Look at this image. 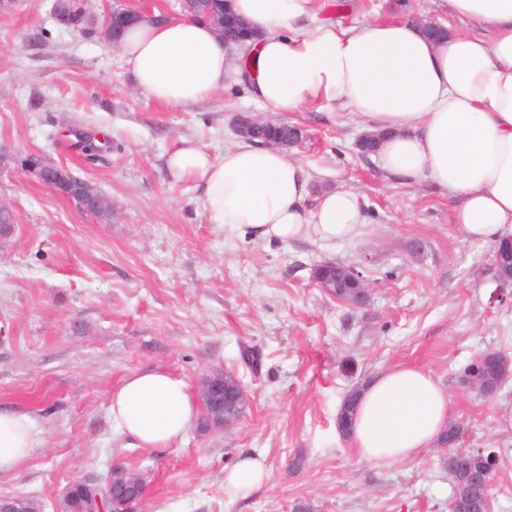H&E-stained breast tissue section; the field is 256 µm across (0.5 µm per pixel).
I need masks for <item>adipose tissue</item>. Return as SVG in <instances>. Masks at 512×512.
Here are the masks:
<instances>
[{"label":"adipose tissue","instance_id":"obj_1","mask_svg":"<svg viewBox=\"0 0 512 512\" xmlns=\"http://www.w3.org/2000/svg\"><path fill=\"white\" fill-rule=\"evenodd\" d=\"M437 2L457 22L441 40L411 22L325 20L321 0H230L250 31L244 46L225 44L213 26L184 14L145 16L115 49L136 92L174 108L240 85L275 112L313 104L355 112L383 132L376 154L391 179L447 189L464 241L497 245L512 239V0ZM166 165L201 185L209 223L253 240L332 246L356 239L366 222L355 193L312 192L282 147L243 140L216 159L183 138ZM449 405L430 372L387 369L361 390L352 444L367 460L416 457L447 427ZM109 412L122 435L146 448L182 438L197 416L186 379L165 371L128 375ZM44 444L35 418L0 410V477L22 470ZM268 478L264 463L246 454L225 473L224 491L245 498Z\"/></svg>","mask_w":512,"mask_h":512}]
</instances>
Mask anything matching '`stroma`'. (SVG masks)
I'll return each mask as SVG.
<instances>
[{
    "label": "stroma",
    "mask_w": 512,
    "mask_h": 512,
    "mask_svg": "<svg viewBox=\"0 0 512 512\" xmlns=\"http://www.w3.org/2000/svg\"><path fill=\"white\" fill-rule=\"evenodd\" d=\"M349 2L340 13L324 7L323 18H439L434 0ZM52 4L0 9V202L18 226L0 244V408L33 416L46 437L20 472L0 478V495L54 512L69 482L120 467L151 474L133 512H293L300 502L314 512H448L437 448L377 463L336 429L352 387L403 364L448 392L459 447L499 454L491 512H512V427L501 416L512 380L490 400L459 382L483 351L512 358V296L496 299L495 249L461 240L447 191L391 180L360 152L364 127L342 109L271 112L239 89L179 108L145 100L100 32L58 25ZM241 114L303 129L291 157L314 187L366 200L360 237L263 244L208 223L200 187L175 179L166 158L183 137L223 155ZM83 134L110 149L88 155ZM28 154L89 181L113 220L91 219L27 172ZM325 260L361 265L368 308L340 305L313 283ZM245 346L259 351L258 369L241 361ZM211 368L234 372L249 395L233 429L196 426L169 447L141 448L113 425L110 396L127 375L163 370L192 384ZM243 451L260 455L270 478L234 500L224 470Z\"/></svg>",
    "instance_id": "1"
}]
</instances>
